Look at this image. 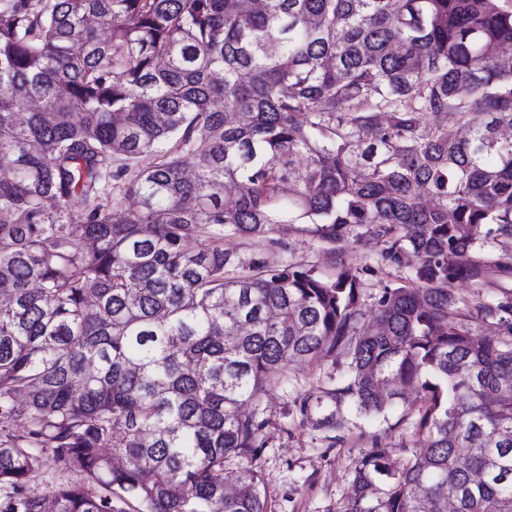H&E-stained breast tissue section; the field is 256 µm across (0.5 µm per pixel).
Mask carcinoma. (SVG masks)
Segmentation results:
<instances>
[{"mask_svg":"<svg viewBox=\"0 0 512 512\" xmlns=\"http://www.w3.org/2000/svg\"><path fill=\"white\" fill-rule=\"evenodd\" d=\"M280 224L420 263L367 317L356 267L224 246ZM495 241L512 0H0V512H267L224 462L265 447L266 383L326 354L330 430L421 399L424 448L365 451L338 512H512Z\"/></svg>","mask_w":512,"mask_h":512,"instance_id":"obj_1","label":"carcinoma"}]
</instances>
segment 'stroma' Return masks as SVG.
Segmentation results:
<instances>
[{
	"mask_svg": "<svg viewBox=\"0 0 512 512\" xmlns=\"http://www.w3.org/2000/svg\"><path fill=\"white\" fill-rule=\"evenodd\" d=\"M381 249V244L370 237H350L331 246L292 230L277 232L272 240L250 239L240 247L245 259L272 266L309 264L321 274L331 275L341 261L361 269L363 311L368 315L374 312L378 288L411 276L418 265L410 255L402 266H388L380 258ZM345 369V361L330 354L310 363H290L285 378L266 385L261 396L265 446L254 461L243 456L228 458L224 471L232 480L250 463H257L265 477L267 512H337L350 491L354 469L369 448H384L391 468L406 463L405 447L412 436L404 416L418 405L416 393H407L399 400L387 419L363 418L348 425L336 441L316 426L333 410L332 401H325L312 410L309 420H302L298 411L301 399L339 387Z\"/></svg>",
	"mask_w": 512,
	"mask_h": 512,
	"instance_id": "obj_1",
	"label": "stroma"
}]
</instances>
